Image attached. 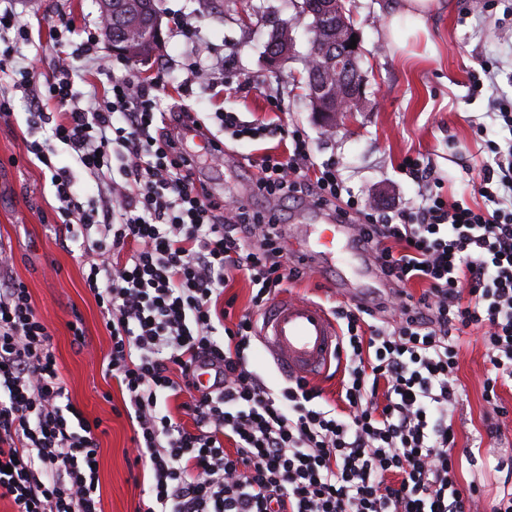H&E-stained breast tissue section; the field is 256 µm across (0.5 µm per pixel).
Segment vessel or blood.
<instances>
[{"label": "vessel or blood", "instance_id": "b4317fda", "mask_svg": "<svg viewBox=\"0 0 512 512\" xmlns=\"http://www.w3.org/2000/svg\"><path fill=\"white\" fill-rule=\"evenodd\" d=\"M350 225L325 217L314 244L298 252L303 265L322 269L336 250V238L351 235ZM336 323L319 304L308 299L281 298L261 318L259 341L284 375L320 377L338 355Z\"/></svg>", "mask_w": 512, "mask_h": 512}]
</instances>
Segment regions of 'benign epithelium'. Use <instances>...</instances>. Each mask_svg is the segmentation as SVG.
Returning <instances> with one entry per match:
<instances>
[{"instance_id":"obj_1","label":"benign epithelium","mask_w":512,"mask_h":512,"mask_svg":"<svg viewBox=\"0 0 512 512\" xmlns=\"http://www.w3.org/2000/svg\"><path fill=\"white\" fill-rule=\"evenodd\" d=\"M113 0H100L103 16L107 19L103 36L112 52L130 57H141L153 53L161 40V18L153 7V0H127V7L139 12L144 21L130 33L112 40ZM327 8L336 12V34L330 40L320 39L325 26L323 22L310 25V41L323 45L319 65L308 74V100L321 122L334 125L339 118L356 111L362 98L363 79L359 78L356 61L361 49L348 48L356 31L347 20L349 11L346 0H331ZM290 29L277 28V39L266 46V64L272 69L280 68L293 54V47L282 48Z\"/></svg>"}]
</instances>
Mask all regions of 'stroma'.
Masks as SVG:
<instances>
[{"label":"stroma","mask_w":512,"mask_h":512,"mask_svg":"<svg viewBox=\"0 0 512 512\" xmlns=\"http://www.w3.org/2000/svg\"><path fill=\"white\" fill-rule=\"evenodd\" d=\"M447 7L431 15L434 52L404 57L385 33L390 0H349L353 26L363 54L364 103L351 125L329 128L311 112L305 96L304 57L311 37L299 15L297 0H158L162 17L161 43L151 60L132 61L139 74L168 69L183 81L182 63L195 58L211 85L193 87L184 101L199 115L216 110L239 113L247 121L274 122L304 130L316 162L335 163L366 212L410 209L425 193L424 184L403 174L406 156H422L433 181L448 198L469 195L472 168L486 141L503 142L511 133L489 117L497 99H512V0H446ZM21 21L39 26L31 44H17L16 56L51 62L55 55L52 21L65 14L74 22L71 38L81 42L86 29L96 27L99 0H13ZM183 17L196 29L193 38L178 33L173 19ZM291 26L295 54L279 71L268 69L264 53L273 28ZM494 63V79L481 92L472 84L480 61ZM15 76L0 71V91L9 92L13 115L0 119V241L12 249L11 273L29 290L33 305L51 336L61 377L70 400L88 418L102 422L99 435L98 479L103 512H133L148 486L131 464L134 428L121 391L102 373L111 340L103 314L85 286L96 255L80 242H64L56 226L58 200L49 175L29 151L43 141V132H29L25 114L30 101L14 90ZM258 146L225 140L224 168L206 170L211 188L245 204L274 213L288 227V246L305 240V216L300 202L267 200L254 190V170L248 161ZM356 287L360 297L378 295L374 275L362 274L360 263L336 242L334 268L308 274L289 284L298 298L336 301L339 281ZM81 321L83 344H76L69 322ZM482 330L471 331L458 355L457 377L466 390L450 414L458 448L471 447L492 415L483 398L487 367ZM512 458V435H505L458 467L460 485L477 483L485 499L501 489L498 460Z\"/></svg>","instance_id":"obj_1"}]
</instances>
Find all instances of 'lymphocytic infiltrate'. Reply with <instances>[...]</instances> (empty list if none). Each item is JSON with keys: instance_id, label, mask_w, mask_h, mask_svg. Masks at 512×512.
<instances>
[{"instance_id": "lymphocytic-infiltrate-1", "label": "lymphocytic infiltrate", "mask_w": 512, "mask_h": 512, "mask_svg": "<svg viewBox=\"0 0 512 512\" xmlns=\"http://www.w3.org/2000/svg\"><path fill=\"white\" fill-rule=\"evenodd\" d=\"M97 48L88 33L51 73L21 66L14 87L33 97L28 128L51 131L31 151L51 174L60 234L97 233L85 285L112 342L105 373L135 424L134 462L149 474L134 512H479L480 486L458 487L448 412L461 395V338L481 327L484 399L499 418L488 435L512 427L498 395L512 381V143L486 142L471 184L481 205L432 191L415 209L373 215L344 197L334 164L315 163L301 130L163 111L166 69L116 77L100 63L108 86L81 107L70 61ZM281 134L290 147L254 163L256 194L335 205L389 289L331 308L345 360L333 404L307 379L276 390L251 370L263 310L305 269L289 261L273 215L224 199L199 175L202 163L223 164L225 139ZM60 144L72 166L55 163ZM77 168L106 182V199L78 200ZM10 265L0 245V499L14 512H102L101 422L68 402L52 336ZM241 274L251 299L236 315L224 292ZM200 365L213 367L215 390L198 391ZM185 394L186 424L167 408Z\"/></svg>"}]
</instances>
